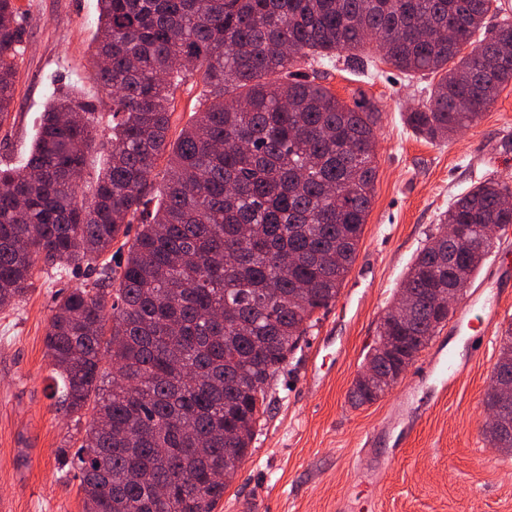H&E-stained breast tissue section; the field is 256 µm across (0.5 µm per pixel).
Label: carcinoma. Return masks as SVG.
<instances>
[{"label":"carcinoma","mask_w":512,"mask_h":512,"mask_svg":"<svg viewBox=\"0 0 512 512\" xmlns=\"http://www.w3.org/2000/svg\"><path fill=\"white\" fill-rule=\"evenodd\" d=\"M491 13L497 0H99L111 119L91 199L74 188L96 127L69 94L42 112L26 163L0 168L1 309L37 264L89 266L139 224L119 269L104 263L56 300L45 339L57 409L93 411L65 456L82 512H214L226 483L211 473L247 456L276 372L340 294L374 200L379 108L348 106L301 66L343 52L359 65L376 42L394 68L437 77L405 120L439 143L512 83V20L475 39ZM22 31L0 0V119ZM195 77L202 109L171 142L175 93ZM507 196L486 180L448 208L404 276L411 316L381 318L373 384L354 381L353 406L384 395L448 322L439 294L451 284L464 299L494 248L484 229L512 225ZM509 381L511 331L484 405L490 443L512 455Z\"/></svg>","instance_id":"obj_1"}]
</instances>
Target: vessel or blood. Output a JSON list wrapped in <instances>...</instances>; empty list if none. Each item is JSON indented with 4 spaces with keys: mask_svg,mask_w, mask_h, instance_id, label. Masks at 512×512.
<instances>
[{
    "mask_svg": "<svg viewBox=\"0 0 512 512\" xmlns=\"http://www.w3.org/2000/svg\"><path fill=\"white\" fill-rule=\"evenodd\" d=\"M497 286L494 278H486L481 291L462 309L458 317L459 324L465 325L467 329L471 355H479L485 349L488 341L486 329L499 315ZM467 365V360L456 353L437 351L431 359L412 371L409 384L402 389L390 410V422L411 429L418 417L420 391L427 389L435 395H445L456 384Z\"/></svg>",
    "mask_w": 512,
    "mask_h": 512,
    "instance_id": "obj_1",
    "label": "vessel or blood"
}]
</instances>
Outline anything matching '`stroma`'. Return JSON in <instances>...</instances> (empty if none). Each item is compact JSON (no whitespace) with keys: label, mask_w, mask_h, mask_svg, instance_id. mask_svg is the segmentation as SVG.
I'll use <instances>...</instances> for the list:
<instances>
[{"label":"stroma","mask_w":512,"mask_h":512,"mask_svg":"<svg viewBox=\"0 0 512 512\" xmlns=\"http://www.w3.org/2000/svg\"><path fill=\"white\" fill-rule=\"evenodd\" d=\"M23 13L13 106L0 119V167H21L53 93L76 90L107 134L108 98L89 49L98 0H16ZM367 70L345 58L319 66L347 105L379 108L377 179L356 261L336 301L289 357L268 391L251 447L214 512H512V456L486 434L485 392L512 327V226L501 232L480 273L503 271L501 315L485 351L439 398L423 393L408 432L378 426L401 385L375 403L347 395L366 365L381 317L404 274L441 224L449 204L479 182L512 185V83L474 126L442 143L415 135L406 112L426 99L431 77L409 76L366 46ZM87 270L40 266L32 290L0 309V502L12 512H82L79 481L62 449L78 448L91 415L74 422L50 397L45 338L59 294L90 280Z\"/></svg>","instance_id":"35a3bbf8"}]
</instances>
